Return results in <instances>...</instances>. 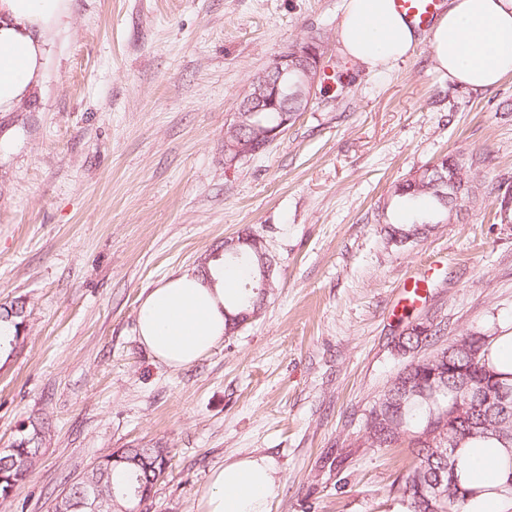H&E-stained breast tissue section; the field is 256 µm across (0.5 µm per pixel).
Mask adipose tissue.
<instances>
[{
  "label": "adipose tissue",
  "mask_w": 512,
  "mask_h": 512,
  "mask_svg": "<svg viewBox=\"0 0 512 512\" xmlns=\"http://www.w3.org/2000/svg\"><path fill=\"white\" fill-rule=\"evenodd\" d=\"M70 23L71 0H0V113L21 111L33 99L53 36ZM418 39L393 0H348L339 42L369 69L407 56ZM431 41L435 66L450 81L473 91L498 86L512 73V0H450ZM239 284L237 274L225 273L220 251L195 272L160 282L139 303L141 343L171 368L207 356L224 340V318L235 311ZM499 461L495 443L477 448L468 482L482 491L478 512H498ZM280 488L272 458H236L211 472L197 512H270Z\"/></svg>",
  "instance_id": "obj_1"
}]
</instances>
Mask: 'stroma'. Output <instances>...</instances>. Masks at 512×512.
<instances>
[{"mask_svg": "<svg viewBox=\"0 0 512 512\" xmlns=\"http://www.w3.org/2000/svg\"><path fill=\"white\" fill-rule=\"evenodd\" d=\"M41 93L0 116V448L39 459L0 512H51L67 480L119 448H166L150 512H197L225 460L272 457L271 512H402L406 464L370 447L369 411L408 363L412 323L512 336V74L471 91L436 70L429 33L391 68L346 61L345 0H73ZM323 40L308 111L263 154L224 163L240 92L283 47ZM473 191L400 245L395 183L443 154ZM276 286L256 318L196 363L137 337L145 293L197 270L244 229ZM428 275L419 305L404 281Z\"/></svg>", "mask_w": 512, "mask_h": 512, "instance_id": "obj_1", "label": "stroma"}]
</instances>
